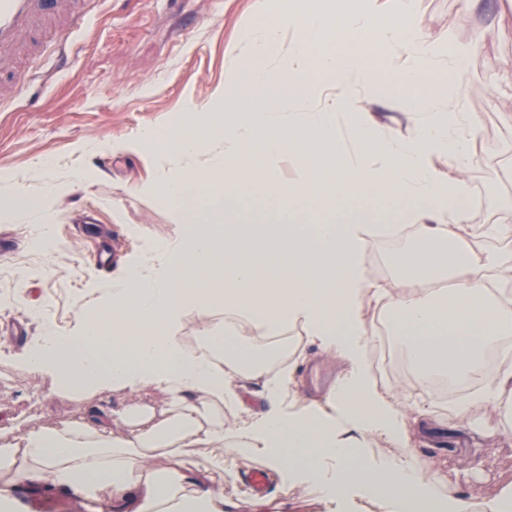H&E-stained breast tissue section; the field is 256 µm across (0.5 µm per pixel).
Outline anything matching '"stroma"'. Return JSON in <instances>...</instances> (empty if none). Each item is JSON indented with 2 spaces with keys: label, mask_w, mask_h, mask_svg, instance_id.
Returning a JSON list of instances; mask_svg holds the SVG:
<instances>
[{
  "label": "stroma",
  "mask_w": 512,
  "mask_h": 512,
  "mask_svg": "<svg viewBox=\"0 0 512 512\" xmlns=\"http://www.w3.org/2000/svg\"><path fill=\"white\" fill-rule=\"evenodd\" d=\"M271 0H88L61 43L32 59L30 83L0 79V192L22 190L46 196L50 184L69 180L77 169L92 181L63 195L46 196L54 242H37L38 225L0 219V237L11 239L0 253V330L21 324V338L0 337V430L20 433L30 426L61 428L97 410L117 431L132 423L133 410H145L155 422L169 415V398L160 388L111 395L66 393L51 378L24 369L18 356L27 340L51 322L58 335H70L78 306L94 309L112 273L145 251V242L176 239L184 226L146 190L174 169L215 163L224 156L223 140L209 151L175 158L139 139L149 126L179 124L196 107L215 100L246 62L241 35L270 10ZM418 24L425 39L446 37L478 50L468 63L463 88L465 112L479 126L478 155L467 187L478 206L469 213L466 233L476 252H512V240L477 232L512 215V5L482 0L468 11L466 0H418ZM390 93L360 92L361 111L397 137L410 136L413 122L388 108ZM251 164L295 181L307 170L302 143L291 141L277 159L246 148ZM53 159L54 168L40 166ZM294 349L285 367H270L269 378L290 370L294 392L290 408L320 398L307 381L310 367L331 373L342 367L308 339L301 324L286 330ZM376 382L391 393L396 407L411 418L414 453L431 465L443 495L479 503L512 489V420L494 406L468 416L441 407L427 390L400 372H376ZM238 402L218 408L224 427L250 422L264 407L262 383L238 380ZM263 455L224 451V469L235 476L224 495L236 512H378L374 495L350 487L334 499L320 498L306 484L289 485L272 474L266 495H256L246 474L265 466ZM14 512H98V502L75 494L12 491Z\"/></svg>",
  "instance_id": "1"
}]
</instances>
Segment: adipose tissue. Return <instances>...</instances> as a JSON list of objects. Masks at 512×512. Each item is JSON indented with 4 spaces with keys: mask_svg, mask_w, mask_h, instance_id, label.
<instances>
[{
    "mask_svg": "<svg viewBox=\"0 0 512 512\" xmlns=\"http://www.w3.org/2000/svg\"><path fill=\"white\" fill-rule=\"evenodd\" d=\"M288 29L297 33L291 49L269 65ZM243 41L249 63L216 101L194 113L201 135L170 125L146 130L143 140L181 158L201 153L206 133L217 130L232 145L259 139L274 158L290 134L309 158L335 167L336 179L321 188L308 173L288 183L224 159L154 183L151 193L185 219L188 231L113 277L101 305L80 311L73 335L45 329L26 345L22 363L76 393L164 389L178 431L146 420L118 433L90 414L62 428L0 434V477L8 479L0 512H9L15 487L88 496L99 512H234L223 489L198 477L223 474L228 447L261 449L283 481L308 483L324 498L350 485L381 486L379 512H409L415 500L428 502L430 512H512V491L476 507L460 497L436 498L410 447L408 420L380 391L368 360L366 311L382 304L409 338L422 377L482 375V391L461 403L459 415L482 404L512 411V369L484 361L497 338L512 333V310L492 300L489 282L493 275L512 280V255L475 253L459 233L469 217L459 159L475 158L478 128L461 124L456 106L474 46L423 39L414 0H276L272 19ZM396 45L403 59L398 79L409 88L437 60L449 61L433 97L413 109L415 130L404 140L380 135L356 96L379 89L375 65ZM326 79L336 94L315 104L312 95ZM288 99L299 101L301 111H281ZM342 112L353 120L359 153H340ZM438 155L447 171L435 167ZM256 199L270 201L287 226L223 223L225 205ZM397 218L409 223L419 252L403 254L387 286L368 272L371 227ZM160 256L164 264L153 269ZM447 265L453 287L437 300L424 283ZM194 307L237 319L234 342L189 354L180 325ZM293 323L344 366L325 401L285 408L289 378L267 380L264 410L246 426L225 430L215 402L236 400V377L265 378L269 355L256 338L280 335ZM375 437L396 444L400 457L365 460L363 443ZM201 446L212 451L204 466L193 455ZM147 448L176 455V468L145 464Z\"/></svg>",
    "mask_w": 512,
    "mask_h": 512,
    "instance_id": "ef3b65f1",
    "label": "adipose tissue"
}]
</instances>
